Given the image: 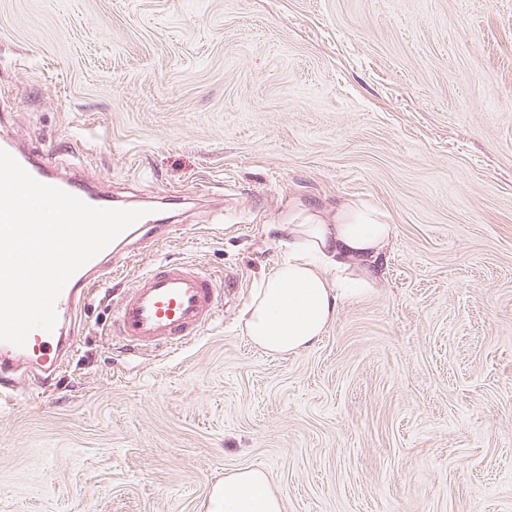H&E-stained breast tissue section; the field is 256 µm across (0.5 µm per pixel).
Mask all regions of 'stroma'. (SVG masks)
<instances>
[{"label":"stroma","instance_id":"35a3bbf8","mask_svg":"<svg viewBox=\"0 0 512 512\" xmlns=\"http://www.w3.org/2000/svg\"><path fill=\"white\" fill-rule=\"evenodd\" d=\"M14 139L180 229L0 405V512H206L246 468L283 512H512V0H0ZM353 199L396 228L375 290L302 353L253 345L269 225ZM157 261L224 308L132 355L114 299Z\"/></svg>","mask_w":512,"mask_h":512}]
</instances>
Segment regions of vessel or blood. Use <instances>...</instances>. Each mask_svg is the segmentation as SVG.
<instances>
[{
	"label": "vessel or blood",
	"instance_id": "vessel-or-blood-1",
	"mask_svg": "<svg viewBox=\"0 0 512 512\" xmlns=\"http://www.w3.org/2000/svg\"><path fill=\"white\" fill-rule=\"evenodd\" d=\"M0 149L39 182L59 187L89 205L112 207L108 192L91 189L74 177H60L46 158L19 150L10 141L1 143ZM157 230L155 217L145 216L79 268L56 301L58 325L52 332L33 331L21 347L0 342L1 401L13 398L19 373L31 372L44 387L55 382L62 352L70 347L63 324L76 321L77 309L86 303L91 288L109 282L116 250L147 243ZM222 301L223 290L215 277L184 263L157 264L125 288L117 303L113 331L132 350L159 346L178 350L202 335Z\"/></svg>",
	"mask_w": 512,
	"mask_h": 512
}]
</instances>
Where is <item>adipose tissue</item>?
Segmentation results:
<instances>
[{
	"instance_id": "ef3b65f1",
	"label": "adipose tissue",
	"mask_w": 512,
	"mask_h": 512,
	"mask_svg": "<svg viewBox=\"0 0 512 512\" xmlns=\"http://www.w3.org/2000/svg\"><path fill=\"white\" fill-rule=\"evenodd\" d=\"M269 230L281 259L258 282L243 332L265 352L295 354L325 334L344 301L372 290L393 222L387 211L354 200L300 203ZM206 512H283V503L266 476L249 468L210 493Z\"/></svg>"
}]
</instances>
